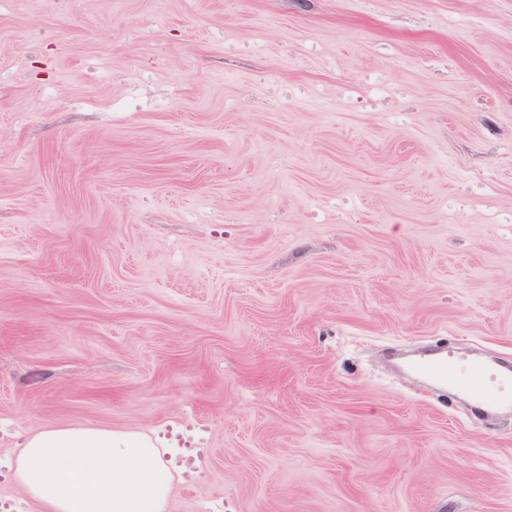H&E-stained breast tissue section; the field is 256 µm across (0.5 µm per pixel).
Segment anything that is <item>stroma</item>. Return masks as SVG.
<instances>
[{
  "instance_id": "obj_1",
  "label": "stroma",
  "mask_w": 512,
  "mask_h": 512,
  "mask_svg": "<svg viewBox=\"0 0 512 512\" xmlns=\"http://www.w3.org/2000/svg\"><path fill=\"white\" fill-rule=\"evenodd\" d=\"M512 0H0V504L132 429L167 512H512ZM411 367L438 382L475 393L490 406H512V371L500 370L474 358L448 356V353L419 359Z\"/></svg>"
}]
</instances>
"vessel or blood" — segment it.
<instances>
[{
  "mask_svg": "<svg viewBox=\"0 0 512 512\" xmlns=\"http://www.w3.org/2000/svg\"><path fill=\"white\" fill-rule=\"evenodd\" d=\"M412 368L438 382L475 393L488 405L512 406V371L500 370L478 359H462L445 353L417 360Z\"/></svg>",
  "mask_w": 512,
  "mask_h": 512,
  "instance_id": "1",
  "label": "vessel or blood"
}]
</instances>
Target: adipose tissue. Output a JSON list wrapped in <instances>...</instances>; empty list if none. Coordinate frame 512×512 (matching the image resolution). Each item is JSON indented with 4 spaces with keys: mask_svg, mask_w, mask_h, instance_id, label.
Segmentation results:
<instances>
[{
    "mask_svg": "<svg viewBox=\"0 0 512 512\" xmlns=\"http://www.w3.org/2000/svg\"><path fill=\"white\" fill-rule=\"evenodd\" d=\"M14 478L50 512H165L172 487L151 436L80 425L27 435Z\"/></svg>",
    "mask_w": 512,
    "mask_h": 512,
    "instance_id": "adipose-tissue-1",
    "label": "adipose tissue"
}]
</instances>
